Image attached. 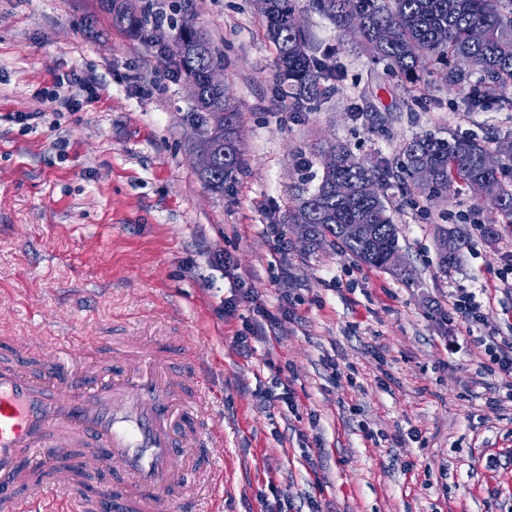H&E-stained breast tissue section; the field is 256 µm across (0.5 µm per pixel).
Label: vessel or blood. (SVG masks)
Here are the masks:
<instances>
[{
    "mask_svg": "<svg viewBox=\"0 0 512 512\" xmlns=\"http://www.w3.org/2000/svg\"><path fill=\"white\" fill-rule=\"evenodd\" d=\"M210 399L208 361L181 336H130L82 364L0 343V512H90L80 490L106 472L112 512H215L224 431Z\"/></svg>",
    "mask_w": 512,
    "mask_h": 512,
    "instance_id": "obj_1",
    "label": "vessel or blood"
}]
</instances>
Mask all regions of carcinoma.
Listing matches in <instances>:
<instances>
[{"label":"carcinoma","mask_w":512,"mask_h":512,"mask_svg":"<svg viewBox=\"0 0 512 512\" xmlns=\"http://www.w3.org/2000/svg\"><path fill=\"white\" fill-rule=\"evenodd\" d=\"M297 0H267L261 12L266 34L276 50V81L288 99L291 112H309L330 97L334 83L342 76L336 61L319 56L307 31L290 27ZM105 10L139 34L143 19L124 0H102ZM309 5L327 17L338 30L354 27L369 46L375 61L384 64L386 74L417 90L422 73L433 64L445 66V80L456 88L466 108L475 111L485 101L499 99L503 110L512 112V100L501 91L512 87V0H309ZM392 31V38L380 33ZM466 56L472 69L460 72L455 60ZM221 64V56L210 40L197 55L179 58L180 72L198 83L201 104L224 95L204 82L207 70ZM239 109L224 103V155L205 185L216 193L232 178L241 164V148L234 139ZM336 166L324 170L317 188L300 196L288 221L302 210L313 238L330 239L357 264L385 270V256L399 248V231L389 214V200L383 185L397 188L414 206H428L448 196L452 187L470 188L479 181L486 186L485 204L501 223L512 224V154L504 156L496 170L483 166L489 142L472 137L431 133L406 140L394 163L366 166L357 162L343 144L332 146ZM434 171L430 183L418 179L419 168ZM346 224H360L355 237L343 234ZM448 234V253L439 256L444 272L456 266L470 238L459 228H439Z\"/></svg>","instance_id":"obj_1"}]
</instances>
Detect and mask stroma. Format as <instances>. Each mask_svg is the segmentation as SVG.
Returning a JSON list of instances; mask_svg holds the SVG:
<instances>
[{
	"label": "stroma",
	"instance_id": "35a3bbf8",
	"mask_svg": "<svg viewBox=\"0 0 512 512\" xmlns=\"http://www.w3.org/2000/svg\"><path fill=\"white\" fill-rule=\"evenodd\" d=\"M201 27L239 108L242 163L223 194L189 153L196 103L171 51L100 0H0V336L96 358L128 336H185L211 358L224 429L222 512H512V399L494 360L512 343V224L471 192L420 209L385 188L415 282L309 249L288 222L330 144L394 162L412 136L512 135V112L464 111L439 68L418 98L361 40L298 0L338 91L295 114L274 85L257 0H133ZM64 81L80 108L51 96ZM97 98L85 101V88ZM31 122H22V115ZM471 239L438 267V228ZM474 292L483 323L453 309ZM236 299L234 311L224 302ZM274 313L263 336H236ZM289 393L290 402L279 401Z\"/></svg>",
	"mask_w": 512,
	"mask_h": 512
}]
</instances>
